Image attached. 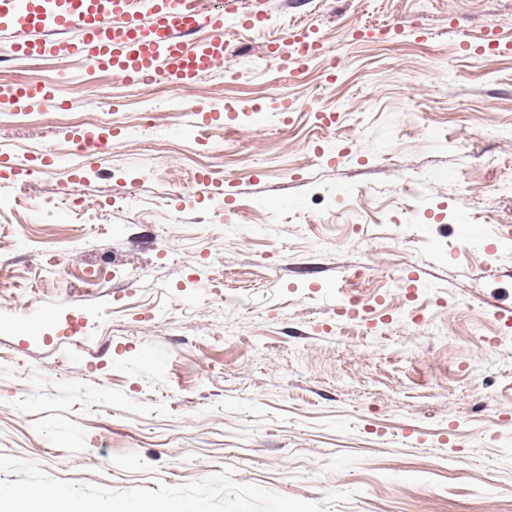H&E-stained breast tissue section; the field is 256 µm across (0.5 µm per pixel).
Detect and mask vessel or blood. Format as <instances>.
I'll use <instances>...</instances> for the list:
<instances>
[{"instance_id": "vessel-or-blood-1", "label": "vessel or blood", "mask_w": 512, "mask_h": 512, "mask_svg": "<svg viewBox=\"0 0 512 512\" xmlns=\"http://www.w3.org/2000/svg\"><path fill=\"white\" fill-rule=\"evenodd\" d=\"M147 20L131 16L129 0H0V28L23 34L15 52L49 57L59 52L112 68L133 82L163 72L186 82L212 69L224 58V43L215 39L187 46L184 36L207 28L223 31L227 17L237 12V0H217L215 8L197 11L190 0H142ZM66 42H58V35ZM55 80L15 87L13 100L47 101Z\"/></svg>"}]
</instances>
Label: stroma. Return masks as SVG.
I'll return each mask as SVG.
<instances>
[{
	"mask_svg": "<svg viewBox=\"0 0 512 512\" xmlns=\"http://www.w3.org/2000/svg\"><path fill=\"white\" fill-rule=\"evenodd\" d=\"M266 2L184 86L0 31L68 76L0 107V503L512 512V0Z\"/></svg>",
	"mask_w": 512,
	"mask_h": 512,
	"instance_id": "35a3bbf8",
	"label": "stroma"
}]
</instances>
